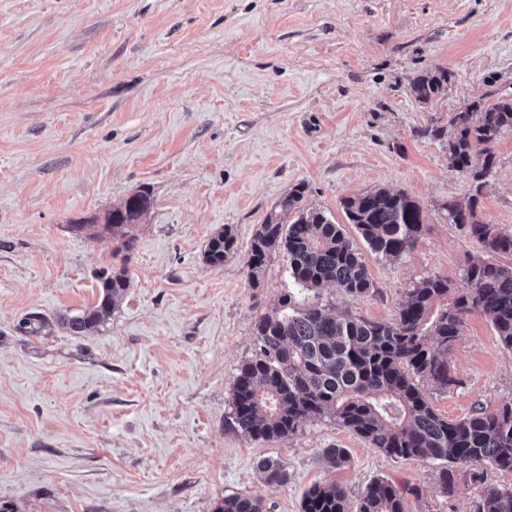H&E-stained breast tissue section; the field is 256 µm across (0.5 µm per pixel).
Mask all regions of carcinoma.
Segmentation results:
<instances>
[{
	"label": "carcinoma",
	"mask_w": 512,
	"mask_h": 512,
	"mask_svg": "<svg viewBox=\"0 0 512 512\" xmlns=\"http://www.w3.org/2000/svg\"><path fill=\"white\" fill-rule=\"evenodd\" d=\"M450 73L425 71L410 83L415 99L429 103L445 94ZM505 129H512V94L492 103L474 101L451 113L448 127H428L422 135L447 140L448 167L471 175L475 194L467 202L449 200L441 209L447 223L475 239L485 257L463 270L466 288L451 287L448 279L427 277L405 293L392 321H373L327 304L313 302L288 308L291 294L281 297L280 309L261 317L255 328V353L239 369L232 396V416L238 431L252 440H278L295 435L303 423L328 416L336 424L397 458L439 462L441 491H459L458 467H467L477 488L474 512H512V490L487 484V471H512V400L496 409L474 410L450 421L437 414L419 382L440 389L461 384L450 365L466 316H488L501 345L512 350V267L497 257L512 256V233L477 218L483 189L496 164L491 146ZM305 185L299 183L266 216L252 236L246 266L258 281L269 254L283 255L293 283L303 290L335 287L353 298L369 293L367 264L341 225L323 211L301 205ZM153 208L151 194L137 190L119 206L73 221L78 233L92 231L103 240L120 242L117 251L130 252ZM342 208L371 253L396 261L427 230L424 209L404 191L378 188L347 197ZM236 238L226 228L205 246L207 263H224ZM129 286L126 269L103 273L97 303L60 319L74 336L96 330ZM48 322L29 313L13 325L19 336H37ZM324 464L336 468L348 461L344 448H326ZM270 486L288 483L285 465L270 457L258 463ZM385 478L364 489L355 512H409L407 495ZM216 512H269L261 494L227 496ZM302 512H347L345 490L315 484L303 495Z\"/></svg>",
	"instance_id": "cac0c4a2"
}]
</instances>
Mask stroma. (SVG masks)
<instances>
[{
    "instance_id": "1",
    "label": "stroma",
    "mask_w": 512,
    "mask_h": 512,
    "mask_svg": "<svg viewBox=\"0 0 512 512\" xmlns=\"http://www.w3.org/2000/svg\"><path fill=\"white\" fill-rule=\"evenodd\" d=\"M446 69V93L418 102L411 80ZM512 93V0H0V502L15 512H215L263 495L302 512L317 483L357 503L368 483L407 488L409 512H471L465 485L441 493L429 462L397 459L326 416L287 439L232 423V390L255 325L291 291L281 254L259 279L245 264L270 210L305 183V204L365 251L373 288L321 298L395 318L409 288L462 273L480 245L445 220L471 183L445 142L422 136L478 98ZM478 216L512 232V130ZM380 187L420 202L429 229L399 260L368 253L344 198ZM154 208L128 261L117 243L72 232L137 190ZM231 228L223 264L208 239ZM126 267L108 320L58 324L94 305L100 274ZM39 312L41 336L14 334ZM459 387H421L441 416L512 399V350L467 315L451 355ZM346 449L328 468L324 448ZM282 461L268 486L260 459ZM236 238L230 228H225L211 236L205 246L204 258L210 265L218 266L224 262L227 253L234 248ZM258 469L263 475V481L270 486H284L288 483V470L285 465L270 457L263 458L258 463Z\"/></svg>"
}]
</instances>
